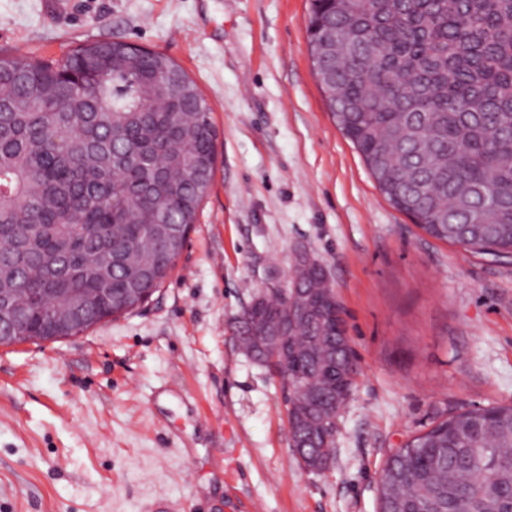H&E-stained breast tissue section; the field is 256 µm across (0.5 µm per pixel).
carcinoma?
Wrapping results in <instances>:
<instances>
[{
  "instance_id": "cac0c4a2",
  "label": "carcinoma",
  "mask_w": 512,
  "mask_h": 512,
  "mask_svg": "<svg viewBox=\"0 0 512 512\" xmlns=\"http://www.w3.org/2000/svg\"><path fill=\"white\" fill-rule=\"evenodd\" d=\"M346 36L321 85L342 134L380 191L430 236L512 253V0H311L308 49ZM211 108L166 54L122 41L82 45L48 63L0 57V289L69 288L97 309L83 329L143 306L165 282L197 219L216 162ZM304 289L335 315L321 268ZM278 304L251 324L276 323ZM23 317L28 336H51ZM336 320L289 336L315 418L351 389L356 364ZM346 368L323 373L314 341ZM297 454L331 459L309 425ZM379 512H512V406L462 411L389 457Z\"/></svg>"
}]
</instances>
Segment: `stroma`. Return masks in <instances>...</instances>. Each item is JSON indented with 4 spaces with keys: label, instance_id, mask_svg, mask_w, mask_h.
I'll return each mask as SVG.
<instances>
[{
    "label": "stroma",
    "instance_id": "1",
    "mask_svg": "<svg viewBox=\"0 0 512 512\" xmlns=\"http://www.w3.org/2000/svg\"><path fill=\"white\" fill-rule=\"evenodd\" d=\"M310 0H0V55L112 38L164 52L212 109V186L148 303L0 346V512H378L388 457L512 404V256L395 209L329 110ZM324 268L359 366L335 454L303 468L283 383L234 324L296 250Z\"/></svg>",
    "mask_w": 512,
    "mask_h": 512
}]
</instances>
